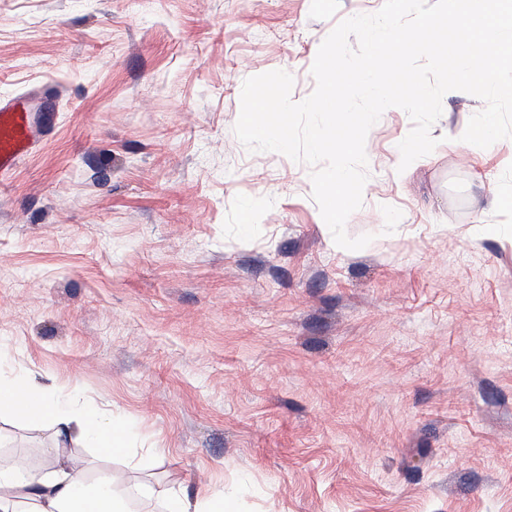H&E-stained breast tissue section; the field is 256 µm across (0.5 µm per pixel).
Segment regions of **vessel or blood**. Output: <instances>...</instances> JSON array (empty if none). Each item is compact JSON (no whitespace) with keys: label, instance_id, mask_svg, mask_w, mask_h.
<instances>
[{"label":"vessel or blood","instance_id":"obj_1","mask_svg":"<svg viewBox=\"0 0 512 512\" xmlns=\"http://www.w3.org/2000/svg\"><path fill=\"white\" fill-rule=\"evenodd\" d=\"M38 142V133L29 110L14 99H0V172L12 170L18 161L31 153Z\"/></svg>","mask_w":512,"mask_h":512}]
</instances>
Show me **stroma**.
Masks as SVG:
<instances>
[{
  "mask_svg": "<svg viewBox=\"0 0 512 512\" xmlns=\"http://www.w3.org/2000/svg\"><path fill=\"white\" fill-rule=\"evenodd\" d=\"M384 0H0V96L43 84L49 130L0 175V375L31 373L125 422L109 458L0 416V453L238 512H512V139L448 131L406 171L413 122L369 130L365 248L337 246L311 169L234 133L244 81L294 78ZM162 454L146 459L141 449ZM496 126V120L491 115L487 118L483 127L489 130L486 134L478 135L471 127H462L455 129L451 137L459 146L489 148L496 137Z\"/></svg>",
  "mask_w": 512,
  "mask_h": 512,
  "instance_id": "stroma-1",
  "label": "stroma"
}]
</instances>
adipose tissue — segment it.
Listing matches in <instances>:
<instances>
[{"label":"adipose tissue","instance_id":"obj_1","mask_svg":"<svg viewBox=\"0 0 512 512\" xmlns=\"http://www.w3.org/2000/svg\"><path fill=\"white\" fill-rule=\"evenodd\" d=\"M20 406L31 417L56 427L77 429L88 447L112 456L124 450V429L105 417L77 412L71 400L57 390L38 384L29 375L17 374L0 380V408ZM59 465L48 474H39L0 456V512H19L29 504L33 512H126L123 487L111 471L89 477L86 469L68 454L56 451ZM144 496L163 498L166 512H230L223 490L209 489L196 500L179 491L157 492L143 487Z\"/></svg>","mask_w":512,"mask_h":512}]
</instances>
